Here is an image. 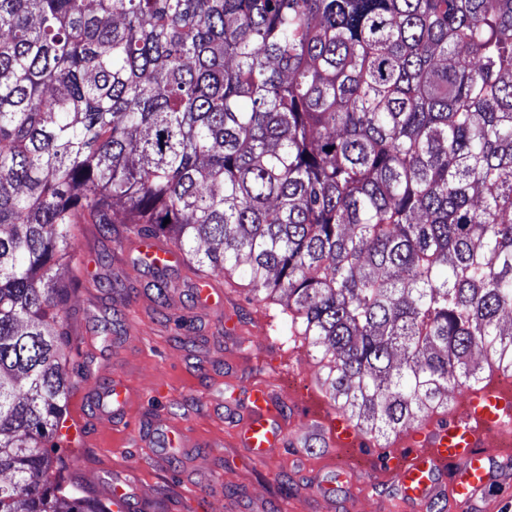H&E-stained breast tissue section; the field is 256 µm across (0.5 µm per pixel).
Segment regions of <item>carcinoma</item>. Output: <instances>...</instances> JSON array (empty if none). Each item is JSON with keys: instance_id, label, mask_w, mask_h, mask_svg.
Here are the masks:
<instances>
[{"instance_id": "carcinoma-1", "label": "carcinoma", "mask_w": 512, "mask_h": 512, "mask_svg": "<svg viewBox=\"0 0 512 512\" xmlns=\"http://www.w3.org/2000/svg\"><path fill=\"white\" fill-rule=\"evenodd\" d=\"M83 224L276 302L362 434L420 426L512 372V0H0V512H110L45 447ZM156 240H141L140 252L141 254L147 256L150 259L151 265H156V267L158 268L167 270L171 266V264L178 263L180 261V258L170 247L161 244L169 243L167 238L160 237L159 239ZM158 241L161 243H159Z\"/></svg>"}]
</instances>
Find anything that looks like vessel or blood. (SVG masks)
Wrapping results in <instances>:
<instances>
[{"label":"vessel or blood","mask_w":512,"mask_h":512,"mask_svg":"<svg viewBox=\"0 0 512 512\" xmlns=\"http://www.w3.org/2000/svg\"><path fill=\"white\" fill-rule=\"evenodd\" d=\"M140 252L162 269L179 261L170 247L153 239L142 240ZM469 398L465 410L449 413L444 421L429 419L395 440L386 465L395 481L396 512H430L443 501L450 512H477V503L487 500L489 490L512 472L511 457L498 458L487 451L490 433L512 428V402H500L486 387L471 391ZM128 401V387L116 377L97 387L93 408L96 415L111 417L118 426ZM247 401L248 414L234 429L235 441L254 460L270 461L288 444L284 402L266 383L253 385ZM308 432L333 449L352 447L357 439L356 430L342 418L327 422L310 417ZM144 439L163 453L189 446L184 429L168 424H154ZM111 493L112 512H147L149 504L133 472L114 473Z\"/></svg>","instance_id":"b4317fda"}]
</instances>
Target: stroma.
<instances>
[{
	"mask_svg": "<svg viewBox=\"0 0 512 512\" xmlns=\"http://www.w3.org/2000/svg\"><path fill=\"white\" fill-rule=\"evenodd\" d=\"M135 241L124 225L107 232L86 224L77 243V259L90 263L95 282L76 288L66 305L77 330L69 366L73 387L79 392L117 375L131 401L125 430L95 418L90 404L69 401L68 412H81L83 421L60 443L68 476L103 500L112 471L129 468L143 495L173 499L178 512H282L287 504L293 512H386L393 488L381 442L362 439L356 447L362 468L331 502L310 485L312 472L329 462L321 445L288 447L268 463L236 446L228 419L236 389L266 382L280 392L289 377L300 376L305 390L287 428L291 435L308 413L335 416L319 387L321 367L306 348L278 335V306L216 275L224 306L200 311L186 265L155 273L141 264ZM160 279L168 284L163 298L156 290ZM159 387L166 395L157 399ZM161 419L182 423L201 447L193 466L136 445L133 430Z\"/></svg>",
	"mask_w": 512,
	"mask_h": 512,
	"instance_id": "obj_1",
	"label": "stroma"
}]
</instances>
